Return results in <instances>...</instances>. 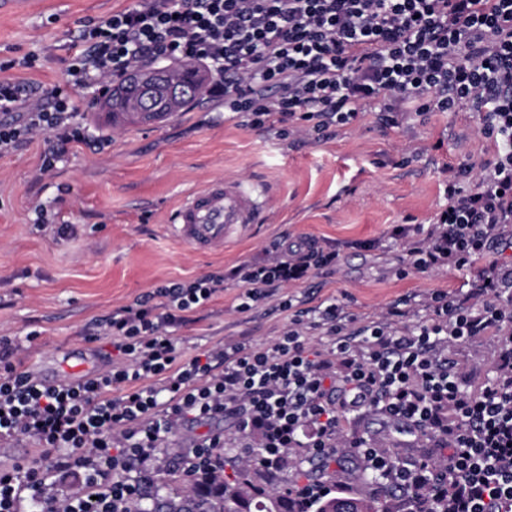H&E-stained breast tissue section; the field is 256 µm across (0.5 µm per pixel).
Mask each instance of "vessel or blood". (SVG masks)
<instances>
[{
    "label": "vessel or blood",
    "mask_w": 512,
    "mask_h": 512,
    "mask_svg": "<svg viewBox=\"0 0 512 512\" xmlns=\"http://www.w3.org/2000/svg\"><path fill=\"white\" fill-rule=\"evenodd\" d=\"M259 196L245 185L217 179L193 191L172 215L175 237L199 252L222 249L263 223Z\"/></svg>",
    "instance_id": "obj_1"
}]
</instances>
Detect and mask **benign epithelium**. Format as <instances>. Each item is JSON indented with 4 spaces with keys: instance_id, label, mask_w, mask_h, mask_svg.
<instances>
[{
    "instance_id": "7a95c632",
    "label": "benign epithelium",
    "mask_w": 512,
    "mask_h": 512,
    "mask_svg": "<svg viewBox=\"0 0 512 512\" xmlns=\"http://www.w3.org/2000/svg\"><path fill=\"white\" fill-rule=\"evenodd\" d=\"M126 94L121 101L129 110L147 116L165 107L172 111L189 100L187 88L156 67H137L124 77Z\"/></svg>"
}]
</instances>
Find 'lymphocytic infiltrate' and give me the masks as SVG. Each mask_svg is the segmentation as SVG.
<instances>
[{
    "instance_id": "lymphocytic-infiltrate-1",
    "label": "lymphocytic infiltrate",
    "mask_w": 512,
    "mask_h": 512,
    "mask_svg": "<svg viewBox=\"0 0 512 512\" xmlns=\"http://www.w3.org/2000/svg\"><path fill=\"white\" fill-rule=\"evenodd\" d=\"M181 57L213 75L209 98L242 125L328 136L377 105L396 127L427 112H481L492 160L408 247L410 264L460 270L490 244L512 245V0H137L86 26L49 99L0 79V155L43 138L40 174L85 141L73 88L106 92L134 65ZM310 240L244 263L241 310L277 288L334 265ZM224 278L162 286L104 323L123 362L80 381L46 384L0 345V439L31 434L52 467L0 469V512H133L137 466L166 451L165 437L217 417L235 427L236 455L281 472L289 458L335 461L345 447L404 512H512V338L499 340L481 389L448 363V348L512 321V267L490 262L465 298L433 292L413 327L358 323L337 304L298 310L260 345L219 344L178 362L175 331ZM327 336L314 349L307 331ZM370 411L415 437L440 439L444 455L397 469L371 439L345 433Z\"/></svg>"
}]
</instances>
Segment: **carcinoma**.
Segmentation results:
<instances>
[{
  "label": "carcinoma",
  "instance_id": "1",
  "mask_svg": "<svg viewBox=\"0 0 512 512\" xmlns=\"http://www.w3.org/2000/svg\"><path fill=\"white\" fill-rule=\"evenodd\" d=\"M172 77H187L198 89H204V77L192 63L172 65ZM260 471L240 473L230 483L224 479V467L203 473L160 468L150 476L151 494L136 506V512H302L288 492L275 487H260L255 477ZM316 512H377L375 507L357 498L327 496L316 503Z\"/></svg>",
  "mask_w": 512,
  "mask_h": 512
}]
</instances>
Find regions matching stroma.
<instances>
[{"instance_id": "35a3bbf8", "label": "stroma", "mask_w": 512, "mask_h": 512, "mask_svg": "<svg viewBox=\"0 0 512 512\" xmlns=\"http://www.w3.org/2000/svg\"><path fill=\"white\" fill-rule=\"evenodd\" d=\"M133 0H22L0 8V77L34 83L47 95L65 77L74 36L85 25L131 6ZM75 120L88 138L70 144L49 175L37 177L43 141L36 138L0 156V337L23 349L24 364L55 381L79 380L74 355L98 372L115 357L100 322L160 285L215 272L226 280L213 298L178 328L177 355L187 359L219 343L269 342L287 329L294 308L336 301L366 323L408 300L405 325L422 320V299L458 291L495 260L512 264V249L497 248L462 270L414 269L395 227L427 224L446 202L445 190L478 177L494 146L480 113L431 112L411 124L385 126L368 111L337 137H281L240 125L222 106L200 99L163 122L112 126L98 119L87 90ZM215 179L265 189L267 223L223 249L199 253L170 233L172 212L190 191ZM42 204L63 235L42 231L33 210ZM301 239L335 249L333 269L239 310L241 290L228 279L235 266L266 259L274 241ZM495 336L448 349L456 367L479 389L493 371ZM337 480L347 496L394 503L355 476L353 457H338Z\"/></svg>"}]
</instances>
